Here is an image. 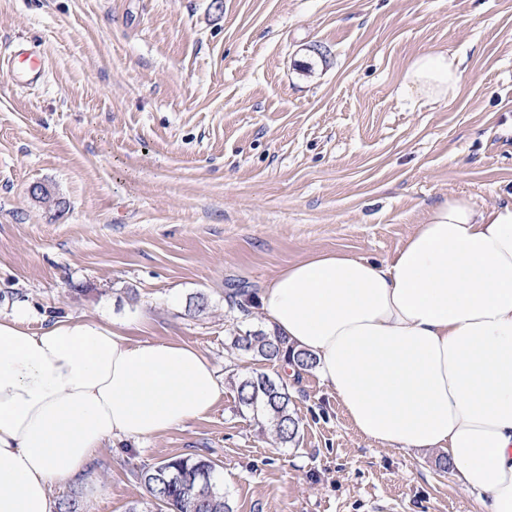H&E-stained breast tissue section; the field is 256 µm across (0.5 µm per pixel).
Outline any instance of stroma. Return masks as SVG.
I'll use <instances>...</instances> for the list:
<instances>
[{"label": "stroma", "instance_id": "obj_1", "mask_svg": "<svg viewBox=\"0 0 512 512\" xmlns=\"http://www.w3.org/2000/svg\"><path fill=\"white\" fill-rule=\"evenodd\" d=\"M20 46L44 74L0 72V311L192 345L224 387L204 418L106 443L53 500L128 512L140 470L200 453L233 512H482L444 450L381 446L315 370L232 348L269 324L224 293L316 253L391 259L451 197L512 201V0H0V59ZM432 50L464 56L456 96L400 98ZM254 370L286 380L294 443L239 408Z\"/></svg>", "mask_w": 512, "mask_h": 512}]
</instances>
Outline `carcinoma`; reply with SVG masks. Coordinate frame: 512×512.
<instances>
[{"label":"carcinoma","instance_id":"carcinoma-1","mask_svg":"<svg viewBox=\"0 0 512 512\" xmlns=\"http://www.w3.org/2000/svg\"><path fill=\"white\" fill-rule=\"evenodd\" d=\"M226 296L231 307L247 315L255 291L247 285L231 283ZM233 346L255 359L286 361L298 371L315 366V358L310 354L294 349L285 337L263 330H247L235 336ZM236 391L239 406L260 416L281 444L295 441L300 421L291 408L287 384L253 372L239 379ZM138 478L150 501L158 507L174 512H232L217 464L206 456H173L143 469Z\"/></svg>","mask_w":512,"mask_h":512}]
</instances>
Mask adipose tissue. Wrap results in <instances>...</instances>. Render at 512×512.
<instances>
[{
	"instance_id": "ef3b65f1",
	"label": "adipose tissue",
	"mask_w": 512,
	"mask_h": 512,
	"mask_svg": "<svg viewBox=\"0 0 512 512\" xmlns=\"http://www.w3.org/2000/svg\"><path fill=\"white\" fill-rule=\"evenodd\" d=\"M462 62L414 57L398 94L441 103ZM260 302L366 438L446 451L483 512H512V203L432 206L388 261L319 253L281 269ZM0 314V512H53L52 485L85 474L115 438L146 441L209 414L222 387L177 341L93 321L38 331Z\"/></svg>"
}]
</instances>
